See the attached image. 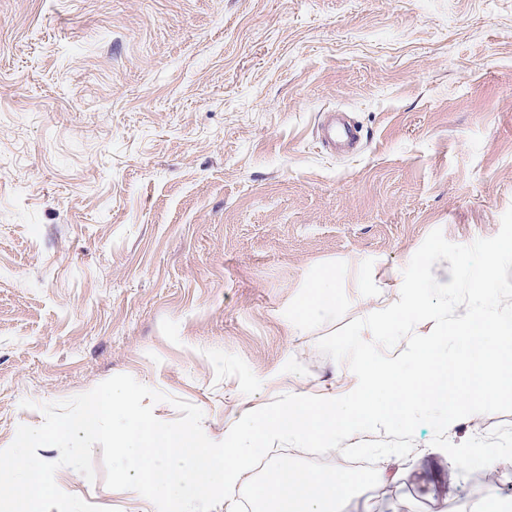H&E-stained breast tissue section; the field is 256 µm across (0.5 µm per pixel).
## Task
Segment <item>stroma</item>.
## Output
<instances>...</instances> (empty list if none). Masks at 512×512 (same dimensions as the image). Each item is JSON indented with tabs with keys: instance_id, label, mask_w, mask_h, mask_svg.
Listing matches in <instances>:
<instances>
[{
	"instance_id": "35a3bbf8",
	"label": "stroma",
	"mask_w": 512,
	"mask_h": 512,
	"mask_svg": "<svg viewBox=\"0 0 512 512\" xmlns=\"http://www.w3.org/2000/svg\"><path fill=\"white\" fill-rule=\"evenodd\" d=\"M329 111L356 154L319 145ZM511 207L512 0H0V448L118 374L222 441L280 391L217 379L209 349L343 396L357 378L318 340L396 299L431 231L468 245ZM325 268L335 308L290 334ZM432 438L343 512H471L487 491L445 486ZM93 465L55 479L142 512L98 444Z\"/></svg>"
}]
</instances>
